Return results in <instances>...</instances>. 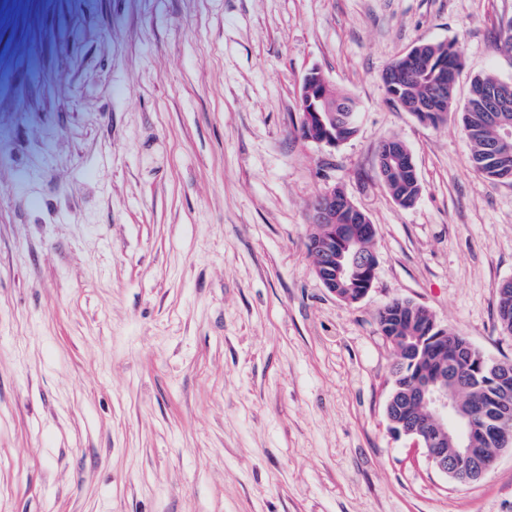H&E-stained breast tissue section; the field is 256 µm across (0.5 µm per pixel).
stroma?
<instances>
[{
  "label": "stroma",
  "instance_id": "35a3bbf8",
  "mask_svg": "<svg viewBox=\"0 0 512 512\" xmlns=\"http://www.w3.org/2000/svg\"><path fill=\"white\" fill-rule=\"evenodd\" d=\"M512 0H0V512H512V453L462 486L389 432L379 311L426 308L512 361V183L461 115L422 124L380 79L451 42L456 103L512 80ZM320 68L358 102L294 131ZM402 140L422 193L376 165ZM376 227L346 303L309 253L315 198ZM324 82L325 75L317 67L309 69L304 76L298 93V114L302 125L297 126L295 130L298 134L306 135L303 125L307 130L317 128L320 131L318 137L310 132V136L304 140L336 148L353 137L344 135V130L349 128L357 130L359 113L355 112V106H352L341 116L340 122H336V109L342 108L348 102L353 103V98L338 91L329 82L328 94L332 102L336 101V109L334 112H328L323 104Z\"/></svg>",
  "mask_w": 512,
  "mask_h": 512
}]
</instances>
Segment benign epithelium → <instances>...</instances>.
I'll return each mask as SVG.
<instances>
[{"instance_id":"obj_1","label":"benign epithelium","mask_w":512,"mask_h":512,"mask_svg":"<svg viewBox=\"0 0 512 512\" xmlns=\"http://www.w3.org/2000/svg\"><path fill=\"white\" fill-rule=\"evenodd\" d=\"M430 65L420 54L409 53L381 75L384 88L402 94L410 74ZM436 81L431 94L425 98H409L402 103L403 109L418 117L424 124L440 123L446 118L448 100L456 90V71L442 60L435 67ZM325 75L317 68L308 70L298 93L300 121L305 128H316L320 135H311L308 140L316 144L338 147L350 140L344 130L355 128L359 113L351 107L341 118L326 110L323 104ZM486 111L491 120L501 128L498 143L499 157L512 159V121L507 119L512 112V81L498 80L485 90ZM378 172L387 178L394 172L402 174L406 182L418 180V173L411 152L399 140L384 141V148L378 157ZM363 210L357 207L345 193L332 189L319 195L314 201L310 215V229L336 231L337 218L344 214L347 224L360 221ZM356 242V233L346 230L338 244L339 253L319 254L320 262L315 273L323 285L333 294H338L345 282L357 284L355 300L362 299L370 290L377 260L351 248ZM387 341L398 351L399 359L405 363L425 349L437 366V374L417 375L408 386L401 387L393 382V389L387 401L386 415L390 431L397 437L412 440V447L422 448L428 460L454 482L471 484L482 479L493 467L496 456H487L481 449L472 446L475 432H481L497 451H512V418L486 405L474 396L472 408L478 410V417H467L458 408L457 395L471 390L475 378L468 376H443L451 359L462 363L483 364V354L471 345L458 346L448 341V332L439 327L435 320L425 323L419 336L387 337ZM489 375L501 391L512 389V363L493 361Z\"/></svg>"}]
</instances>
